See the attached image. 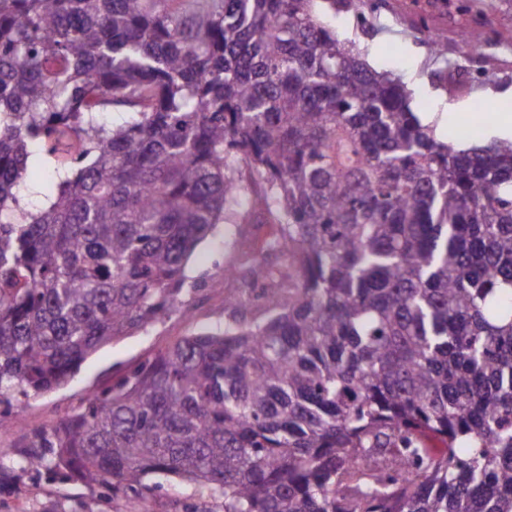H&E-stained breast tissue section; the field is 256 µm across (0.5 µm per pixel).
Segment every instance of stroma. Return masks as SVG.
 <instances>
[{"instance_id":"obj_1","label":"stroma","mask_w":512,"mask_h":512,"mask_svg":"<svg viewBox=\"0 0 512 512\" xmlns=\"http://www.w3.org/2000/svg\"><path fill=\"white\" fill-rule=\"evenodd\" d=\"M480 26L485 42L479 53L432 48L438 34ZM340 39H353L367 50L368 64L401 75L409 88L423 87L412 107L419 115L442 111L458 102L512 103V0H359L336 15ZM276 227L266 217L242 210L235 222L220 225L214 237L193 253L181 299L191 318L173 313L145 330L104 344L58 389L0 405V512H139L131 496L111 501L99 485L65 478L52 469H32L22 436L32 427L54 425L81 409L88 394L101 391L140 363L191 333L223 326L224 297L239 284L225 267L251 262ZM153 512H224L220 494L174 477L156 479Z\"/></svg>"}]
</instances>
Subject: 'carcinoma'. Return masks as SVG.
Masks as SVG:
<instances>
[{
  "label": "carcinoma",
  "instance_id": "obj_1",
  "mask_svg": "<svg viewBox=\"0 0 512 512\" xmlns=\"http://www.w3.org/2000/svg\"><path fill=\"white\" fill-rule=\"evenodd\" d=\"M317 2L0 0V403L189 315L187 261L247 206L279 231L224 330L31 429L28 464L143 512L155 474L224 512H512V140L436 139Z\"/></svg>",
  "mask_w": 512,
  "mask_h": 512
}]
</instances>
